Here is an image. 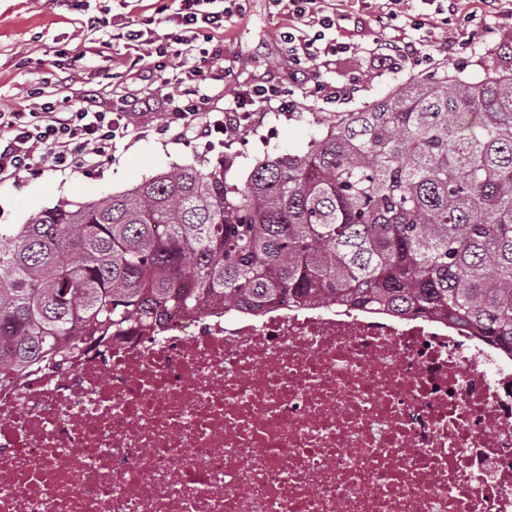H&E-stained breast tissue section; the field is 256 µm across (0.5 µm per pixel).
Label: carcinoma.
I'll return each instance as SVG.
<instances>
[{"instance_id":"cac0c4a2","label":"carcinoma","mask_w":512,"mask_h":512,"mask_svg":"<svg viewBox=\"0 0 512 512\" xmlns=\"http://www.w3.org/2000/svg\"><path fill=\"white\" fill-rule=\"evenodd\" d=\"M446 318L512 356V69L415 78L242 184L174 166L0 225V373L167 314Z\"/></svg>"}]
</instances>
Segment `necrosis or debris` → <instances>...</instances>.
Returning <instances> with one entry per match:
<instances>
[{
	"label": "necrosis or debris",
	"mask_w": 512,
	"mask_h": 512,
	"mask_svg": "<svg viewBox=\"0 0 512 512\" xmlns=\"http://www.w3.org/2000/svg\"><path fill=\"white\" fill-rule=\"evenodd\" d=\"M0 512H512V357L432 317L174 311L0 375Z\"/></svg>",
	"instance_id": "necrosis-or-debris-1"
}]
</instances>
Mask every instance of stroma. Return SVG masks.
Masks as SVG:
<instances>
[{
	"label": "stroma",
	"mask_w": 512,
	"mask_h": 512,
	"mask_svg": "<svg viewBox=\"0 0 512 512\" xmlns=\"http://www.w3.org/2000/svg\"><path fill=\"white\" fill-rule=\"evenodd\" d=\"M375 4L376 0H346V20L327 31V39L347 44L348 50L322 70V96L305 102L300 93H293V111L262 113L248 132L227 140L219 134L202 138L192 132L176 138L164 131V101L176 90V70L143 80L139 67L132 64L138 48L113 42V22L133 21L158 35L174 32V25L157 13L156 0H80L68 9L54 7L52 0H0V112H30L40 101L62 98L68 93L70 75L80 88L96 91L103 108H111L113 94L121 92L135 111L133 125L117 135L108 157L76 169H33L0 180V224L25 223L62 199L90 202L124 192L176 165L201 168L221 160L227 179L240 184L258 160L305 151L320 137L325 120L339 112L360 111L413 78L448 72L477 80L486 65H512V20L480 13L453 20L447 31L458 36L484 27L487 36L444 60L441 67L379 70L372 51L383 34L371 21ZM90 15L107 18L108 27L85 28ZM287 25V17L270 10L268 0H247L246 11L226 33L195 40L192 57L217 47L224 51L225 74L208 89L212 117L223 116L225 103L238 91L268 77L284 78L279 34ZM356 79L361 82L359 91L348 93ZM36 89L42 92L37 99L31 96Z\"/></svg>",
	"instance_id": "stroma-1"
}]
</instances>
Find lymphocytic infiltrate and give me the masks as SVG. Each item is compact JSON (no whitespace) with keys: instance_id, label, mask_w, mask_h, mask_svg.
I'll return each mask as SVG.
<instances>
[{"instance_id":"lymphocytic-infiltrate-1","label":"lymphocytic infiltrate","mask_w":512,"mask_h":512,"mask_svg":"<svg viewBox=\"0 0 512 512\" xmlns=\"http://www.w3.org/2000/svg\"><path fill=\"white\" fill-rule=\"evenodd\" d=\"M214 2L176 0L177 6L168 20L181 30L178 44L191 45L193 32L200 29L230 28L244 9L243 0H225V7L215 12L211 9ZM275 4L288 17V29L281 32L280 40L286 48L284 62L290 77L327 66L331 57L341 53V46L325 39L326 30L343 18L339 8H326L325 0H275ZM464 9L463 0H385L372 15L373 23L385 34L376 47L379 67L435 65L433 54L421 53L414 43L403 38L387 37V30L402 20L431 40L450 16ZM213 79L212 65L196 63L183 69L175 94L168 98L166 129L180 134L197 128L203 136L221 134L230 139L247 131L256 113L288 106V88L269 81L243 90L225 105L222 119L208 121L205 115L210 96L206 89ZM133 121L127 101L115 100L111 111L104 112L89 94L70 98L65 105L54 100L43 102L36 112H1L0 179L32 166L56 170L108 156L117 134L127 130Z\"/></svg>"}]
</instances>
